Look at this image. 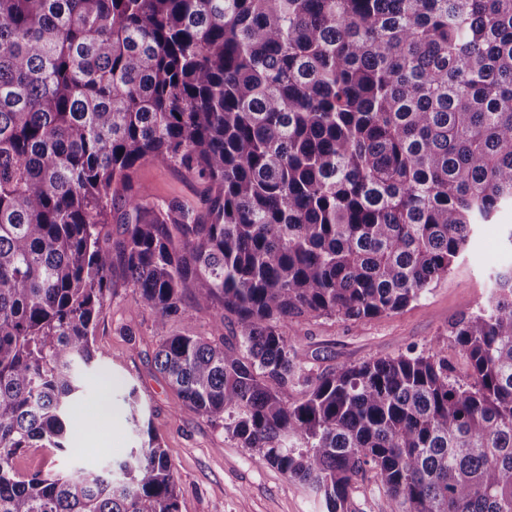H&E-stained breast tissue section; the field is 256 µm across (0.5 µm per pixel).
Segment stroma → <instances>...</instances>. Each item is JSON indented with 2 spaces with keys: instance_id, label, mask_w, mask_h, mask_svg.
<instances>
[{
  "instance_id": "stroma-1",
  "label": "stroma",
  "mask_w": 512,
  "mask_h": 512,
  "mask_svg": "<svg viewBox=\"0 0 512 512\" xmlns=\"http://www.w3.org/2000/svg\"><path fill=\"white\" fill-rule=\"evenodd\" d=\"M134 189L148 193L150 204L177 201L196 211L205 208L202 188L183 171L157 161L143 162ZM512 210L496 223L483 225L477 246L469 249L447 278L434 284L401 312L350 323L338 318L300 317L290 324L300 361L321 372L370 359L394 357L409 349H448V362L464 373L466 360L450 325L475 310L488 291L490 271L512 265V247L505 242ZM113 295L97 319L100 357L79 367L81 392L72 414L76 422L93 414L103 419L96 431L80 434L64 454L31 449L16 466L28 471L51 466L68 473L79 465H106L139 447L144 432L157 436L180 489L181 512H326L316 497L277 469L258 462L250 449L213 425L206 416L181 406L154 368L160 342L155 315L124 281L112 274ZM136 388L142 424L126 419L123 396Z\"/></svg>"
}]
</instances>
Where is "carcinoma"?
Returning a JSON list of instances; mask_svg holds the SVG:
<instances>
[{"instance_id": "carcinoma-1", "label": "carcinoma", "mask_w": 512, "mask_h": 512, "mask_svg": "<svg viewBox=\"0 0 512 512\" xmlns=\"http://www.w3.org/2000/svg\"><path fill=\"white\" fill-rule=\"evenodd\" d=\"M205 185L201 214L127 197L140 164ZM512 208V0H0V512H180L160 444L63 475L96 321L125 279L158 371L322 497L361 512H512V265L442 348L312 375L294 317L399 312ZM217 307L234 340L168 331ZM305 388L299 401L288 391ZM126 193H118L112 198L111 213L109 215L110 224H106L104 232L109 235L110 244L119 241L122 238L123 225L126 222L125 210L123 207V196ZM372 488L373 486L357 497L362 512H390V503L387 497L382 492Z\"/></svg>"}]
</instances>
